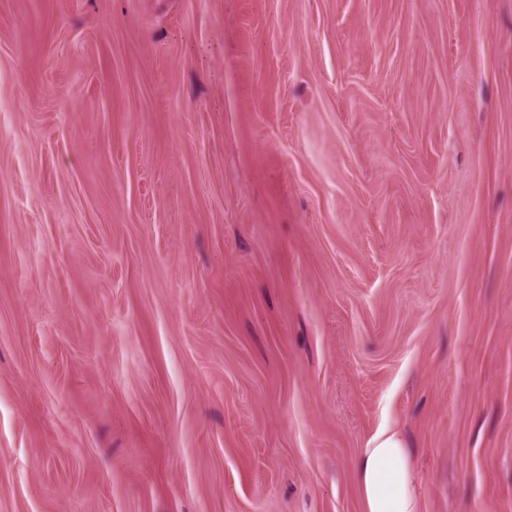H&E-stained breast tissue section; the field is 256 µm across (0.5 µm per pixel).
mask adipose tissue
<instances>
[{"label":"adipose tissue","mask_w":512,"mask_h":512,"mask_svg":"<svg viewBox=\"0 0 512 512\" xmlns=\"http://www.w3.org/2000/svg\"><path fill=\"white\" fill-rule=\"evenodd\" d=\"M364 512H420V486L414 457L403 435L378 432L357 465Z\"/></svg>","instance_id":"obj_1"}]
</instances>
